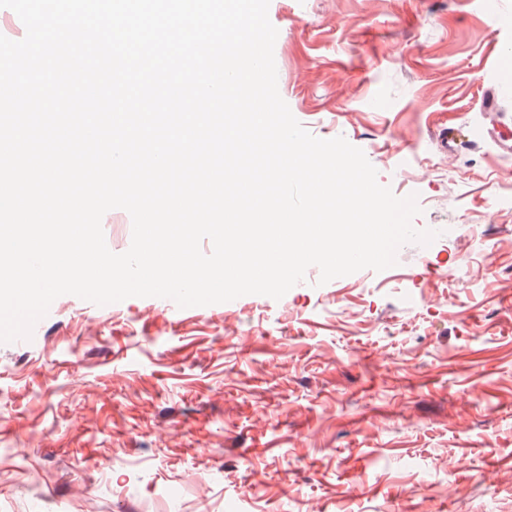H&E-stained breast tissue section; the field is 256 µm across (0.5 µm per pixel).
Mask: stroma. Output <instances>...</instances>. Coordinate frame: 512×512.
<instances>
[{
    "mask_svg": "<svg viewBox=\"0 0 512 512\" xmlns=\"http://www.w3.org/2000/svg\"><path fill=\"white\" fill-rule=\"evenodd\" d=\"M485 2L270 0L294 117L437 238L278 300L58 297L0 344V512H512V0Z\"/></svg>",
    "mask_w": 512,
    "mask_h": 512,
    "instance_id": "35a3bbf8",
    "label": "stroma"
}]
</instances>
